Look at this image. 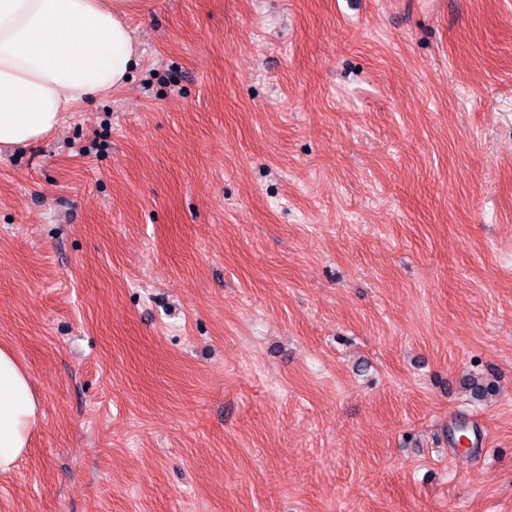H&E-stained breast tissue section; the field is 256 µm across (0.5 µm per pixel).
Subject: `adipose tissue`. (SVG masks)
Here are the masks:
<instances>
[{
    "label": "adipose tissue",
    "instance_id": "obj_1",
    "mask_svg": "<svg viewBox=\"0 0 512 512\" xmlns=\"http://www.w3.org/2000/svg\"><path fill=\"white\" fill-rule=\"evenodd\" d=\"M142 0H0V153L52 133L66 113L125 85ZM43 419L30 374L0 346V471Z\"/></svg>",
    "mask_w": 512,
    "mask_h": 512
}]
</instances>
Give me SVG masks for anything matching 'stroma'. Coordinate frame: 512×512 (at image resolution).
I'll return each instance as SVG.
<instances>
[{
    "mask_svg": "<svg viewBox=\"0 0 512 512\" xmlns=\"http://www.w3.org/2000/svg\"><path fill=\"white\" fill-rule=\"evenodd\" d=\"M131 24L126 85L0 155L44 411L0 512H512V0Z\"/></svg>",
    "mask_w": 512,
    "mask_h": 512,
    "instance_id": "obj_1",
    "label": "stroma"
}]
</instances>
